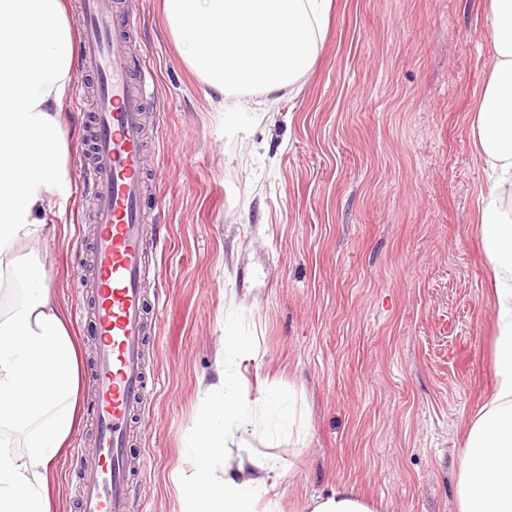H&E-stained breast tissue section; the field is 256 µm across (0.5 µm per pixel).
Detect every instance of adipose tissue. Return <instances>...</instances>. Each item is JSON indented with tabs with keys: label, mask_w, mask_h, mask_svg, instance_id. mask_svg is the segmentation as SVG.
Segmentation results:
<instances>
[{
	"label": "adipose tissue",
	"mask_w": 512,
	"mask_h": 512,
	"mask_svg": "<svg viewBox=\"0 0 512 512\" xmlns=\"http://www.w3.org/2000/svg\"><path fill=\"white\" fill-rule=\"evenodd\" d=\"M331 0H163L165 26L226 119L252 94L299 89ZM494 65L472 118L492 188L481 243L497 299L496 389L458 457L459 512H512V0H488ZM75 47L62 0H0V512H51V466L74 427L78 357L39 255L45 215L70 189L63 121ZM192 448L203 474L184 512H256L273 460L234 453L254 405L235 376L203 389Z\"/></svg>",
	"instance_id": "ef3b65f1"
}]
</instances>
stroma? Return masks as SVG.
<instances>
[{"label":"stroma","mask_w":512,"mask_h":512,"mask_svg":"<svg viewBox=\"0 0 512 512\" xmlns=\"http://www.w3.org/2000/svg\"><path fill=\"white\" fill-rule=\"evenodd\" d=\"M122 2L137 58L159 75L146 91L147 216L164 302L133 512H182L200 384L216 381L228 329L246 342L234 367L247 398L282 394L296 415L292 431L271 417L242 435L277 464L259 508L310 512L345 485L374 512H458L457 457L496 386V300L477 224L487 171L471 134L492 65L488 0H334L302 92L234 122L167 34L161 0ZM91 85L75 70L71 191L35 246L83 372ZM79 399L53 464L55 512H77L83 484L73 451L88 446V381Z\"/></svg>","instance_id":"stroma-1"}]
</instances>
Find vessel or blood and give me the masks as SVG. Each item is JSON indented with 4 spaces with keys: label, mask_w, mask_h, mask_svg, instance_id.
Here are the masks:
<instances>
[{
    "label": "vessel or blood",
    "mask_w": 512,
    "mask_h": 512,
    "mask_svg": "<svg viewBox=\"0 0 512 512\" xmlns=\"http://www.w3.org/2000/svg\"><path fill=\"white\" fill-rule=\"evenodd\" d=\"M82 63L96 85L93 138L81 158V195L92 205L93 236L79 285L91 299L96 354L89 371L93 451L83 469L90 478L79 512H132L137 460L133 431L155 374L147 344L151 301L150 244L144 202L146 172L145 92L149 69L129 65L124 34L128 17L113 0H78Z\"/></svg>",
    "instance_id": "1"
}]
</instances>
